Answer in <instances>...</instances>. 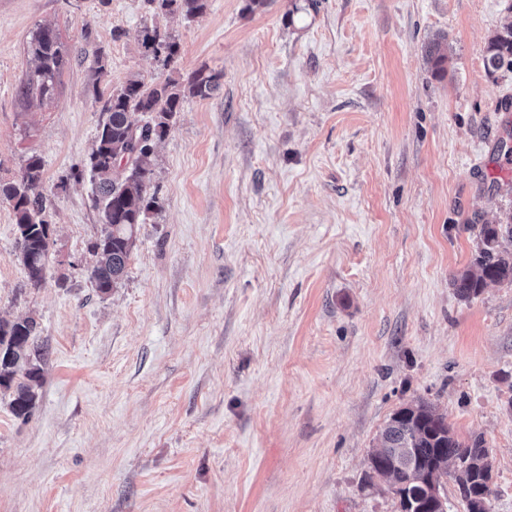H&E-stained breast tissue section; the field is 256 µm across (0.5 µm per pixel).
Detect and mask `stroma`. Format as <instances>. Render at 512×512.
Instances as JSON below:
<instances>
[{"mask_svg": "<svg viewBox=\"0 0 512 512\" xmlns=\"http://www.w3.org/2000/svg\"><path fill=\"white\" fill-rule=\"evenodd\" d=\"M246 4L0 0V180L40 157L54 230L28 285L0 201V321L33 317L45 351L28 416L0 392V512H399L368 460L418 400L483 436L490 512H512V284L452 286L512 209V69L484 53L512 0ZM43 25L69 62L52 99H25ZM153 26L174 72L141 45ZM198 69L219 88L157 144L158 206L100 293L103 226L71 173L102 101ZM154 4L156 12L173 14L181 12L187 17L202 14L207 7V0H149ZM142 46L163 69H171L177 62L179 44L172 34L165 30L162 31L158 27L145 28Z\"/></svg>", "mask_w": 512, "mask_h": 512, "instance_id": "obj_1", "label": "stroma"}]
</instances>
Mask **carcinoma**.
I'll return each mask as SVG.
<instances>
[{"label": "carcinoma", "instance_id": "cac0c4a2", "mask_svg": "<svg viewBox=\"0 0 512 512\" xmlns=\"http://www.w3.org/2000/svg\"><path fill=\"white\" fill-rule=\"evenodd\" d=\"M150 2L158 13L180 12L187 17L200 15L207 7V0ZM142 46L166 70L177 62L179 44L165 30L144 29ZM29 50L37 65L22 81L19 93L24 98L37 96L44 100L53 95L68 50L52 29L43 26L32 33ZM485 58L493 70L505 65L512 68V23L489 39ZM218 88V76L203 69L185 79L169 75L147 83L134 78L113 89L102 105L99 131L88 156L96 182L93 206L104 225L101 236L91 244L96 257L91 279L99 292H110L124 279L137 226L144 223L146 214L156 204L151 165L156 143L169 132L185 99L207 98ZM133 112L149 114V120L138 126L136 150L131 137ZM42 170L41 159L32 156L26 160L18 179L0 182V200L9 202L13 208L20 260L28 282L34 287L45 279L53 234L46 219ZM506 238L512 241V211L504 222L481 225L471 269L452 281L462 298L479 295L489 283H512V251L503 247ZM42 355L33 318L0 322V389L9 393L10 406L18 417L28 415L35 406L42 380ZM480 440V436L467 443L458 440L446 418L430 403L419 400L390 417L380 434V446L372 453L374 469L386 471L389 488L399 503H404L410 494L420 502L426 498L430 484H442V478L448 474L438 462L478 447Z\"/></svg>", "mask_w": 512, "mask_h": 512}]
</instances>
